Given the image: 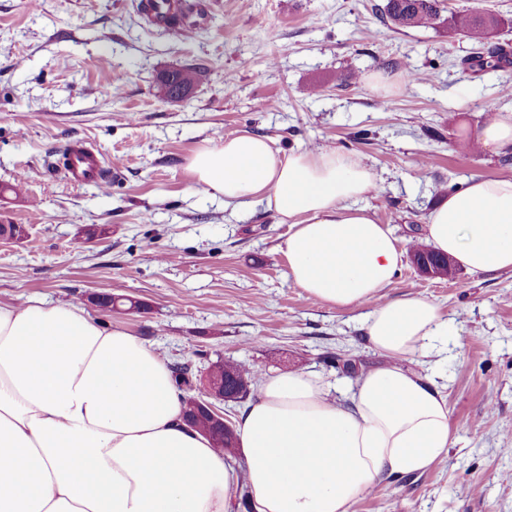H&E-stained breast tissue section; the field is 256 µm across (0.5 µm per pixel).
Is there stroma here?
Masks as SVG:
<instances>
[{"label":"stroma","instance_id":"obj_1","mask_svg":"<svg viewBox=\"0 0 512 512\" xmlns=\"http://www.w3.org/2000/svg\"><path fill=\"white\" fill-rule=\"evenodd\" d=\"M201 33L155 26L137 0H0V305L37 299L82 305L165 362L206 369L224 359L257 378L299 370L342 385L382 362L365 339L369 305L329 306L297 288L288 236L259 204L225 211L189 174L199 147L248 132L274 149H338L375 176L362 200L403 251L421 242L429 211L471 177L512 178V151H462L496 101L512 113V64L472 69L473 44L447 24L396 31L378 0H201ZM503 21L486 49L512 46V0H445ZM201 73L187 100L163 101L167 70ZM392 81L382 93L369 74ZM91 143L120 175L108 189L49 169L74 141ZM97 235L86 240L87 227ZM99 293L137 300L104 311ZM419 295L450 319L448 358L412 369L447 384L452 444L421 474L383 479L352 512H512V271L450 278L404 258L384 290Z\"/></svg>","mask_w":512,"mask_h":512}]
</instances>
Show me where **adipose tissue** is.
Segmentation results:
<instances>
[{
    "instance_id": "adipose-tissue-1",
    "label": "adipose tissue",
    "mask_w": 512,
    "mask_h": 512,
    "mask_svg": "<svg viewBox=\"0 0 512 512\" xmlns=\"http://www.w3.org/2000/svg\"><path fill=\"white\" fill-rule=\"evenodd\" d=\"M225 207L258 203L289 234L298 288L346 308L388 364L364 371L340 405L319 377L264 378L240 414L245 469L183 421L171 372L143 341L73 304L0 305V512H228L246 480L255 512H351L382 478L420 474L452 442L448 398L409 368L448 321L435 303L384 299L403 252L359 204L371 169L335 149L274 151L242 133L188 159ZM425 240L473 273L512 270V179L473 177L427 215Z\"/></svg>"
}]
</instances>
